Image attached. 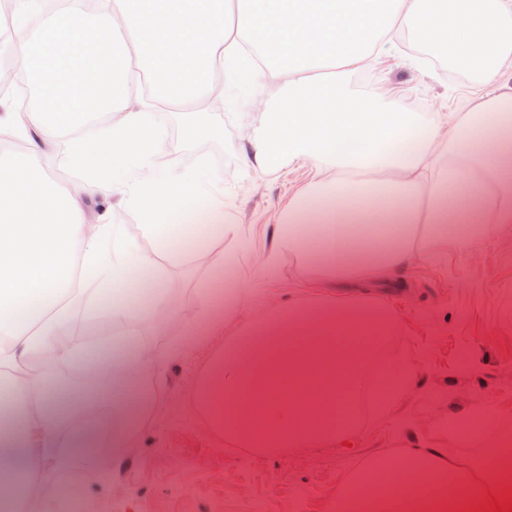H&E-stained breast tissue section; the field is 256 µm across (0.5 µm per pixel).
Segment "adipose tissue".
<instances>
[{"label":"adipose tissue","mask_w":512,"mask_h":512,"mask_svg":"<svg viewBox=\"0 0 512 512\" xmlns=\"http://www.w3.org/2000/svg\"><path fill=\"white\" fill-rule=\"evenodd\" d=\"M408 34L456 61L486 94L448 119L350 88L351 77L402 53ZM5 51L8 67L33 73L40 92L0 113V133L25 145L0 157V512H58V500L40 494L47 469L85 475L102 438L125 444L143 412L135 371L144 347L126 326L129 285L153 291L145 311L166 318L157 256L179 257L189 231L236 232L206 168L151 165L164 115L130 107L142 76L159 98L194 107L211 97L216 70L228 86L271 77L242 152L265 171L312 164V181L279 214L275 244L304 257L323 287H369L446 244L512 234V0H108L94 19L72 0ZM107 111L111 122L71 139L70 162L105 173V193L139 206L150 254L110 248L119 233L107 214L88 216L81 187L60 189L38 162L43 141ZM189 197L208 205L188 228L165 222ZM90 303L112 313L115 337L101 363L112 372V418L76 422L63 437L64 395L20 370L54 354L86 365L89 346L66 330ZM389 326L379 305H289L216 359L196 398L216 427L250 443L331 439L351 418L337 394L364 392L359 360ZM456 471L436 448L408 468L377 460L332 508L465 512L483 495Z\"/></svg>","instance_id":"ef3b65f1"}]
</instances>
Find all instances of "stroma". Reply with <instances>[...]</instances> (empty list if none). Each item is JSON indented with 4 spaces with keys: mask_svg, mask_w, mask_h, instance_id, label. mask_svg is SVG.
Returning <instances> with one entry per match:
<instances>
[{
    "mask_svg": "<svg viewBox=\"0 0 512 512\" xmlns=\"http://www.w3.org/2000/svg\"><path fill=\"white\" fill-rule=\"evenodd\" d=\"M378 90L406 108L465 111L479 89L471 78L441 74L428 81L402 58L383 59ZM259 84L228 91L222 107L166 110L164 147L153 157L178 154L173 171L206 166L224 193L238 234L205 241L209 263L159 258L164 294L181 312L163 323L130 308L129 324L164 369H148L142 390L148 409L120 451L100 450L86 495L108 512H328L337 494L371 461L412 457L419 448L442 449L458 465L490 460L499 431H473L485 415L512 421V238L477 236L413 261L390 285L348 282L311 287L303 258L276 255L273 226L288 199L311 179L309 162L273 171L249 167L242 130L253 121ZM238 280L249 301L189 354L178 349L201 315L197 294L217 274ZM383 304L394 320L386 346L398 384L372 411L359 415L342 437L297 448L252 446L215 427L192 396L212 361L227 354L249 325L291 301ZM467 367H460L461 355Z\"/></svg>",
    "mask_w": 512,
    "mask_h": 512,
    "instance_id": "stroma-1",
    "label": "stroma"
}]
</instances>
